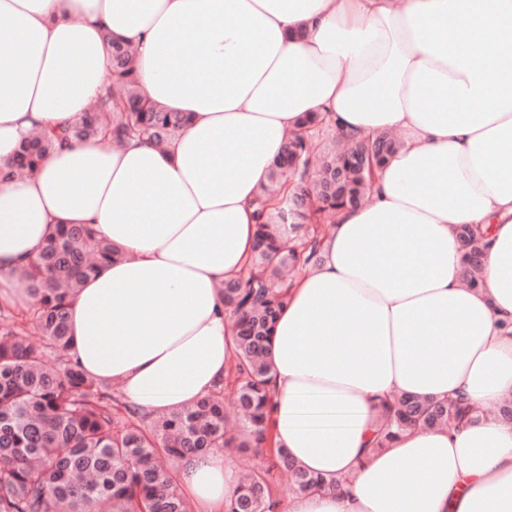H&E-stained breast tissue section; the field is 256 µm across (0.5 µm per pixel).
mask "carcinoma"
<instances>
[{"label": "carcinoma", "instance_id": "cac0c4a2", "mask_svg": "<svg viewBox=\"0 0 512 512\" xmlns=\"http://www.w3.org/2000/svg\"><path fill=\"white\" fill-rule=\"evenodd\" d=\"M112 44L109 78L82 119L62 132H38L16 153L20 173L35 172L54 143L101 138L112 146L138 140L164 146L188 123L139 93L131 46ZM399 146L389 132L339 139L325 118L310 114L289 133L253 201L257 220L250 265L225 280L220 294L235 318L234 359L226 377L180 411L147 415L120 394L86 376L70 354L71 300L82 280L119 256L87 224L55 227L40 256L15 272L34 299L25 310L0 305V512H193L176 467L215 448H265L267 463L238 484L224 512H276L277 483L286 477L299 494L327 491L336 481L314 476L274 447L271 377L266 352L274 324L288 306V273L322 262L321 229L339 212L366 201L375 167ZM290 224L281 238L275 226ZM461 283L480 289L488 243L471 225L456 229ZM233 386L238 421L229 425L224 389ZM484 419L459 396L452 400L403 397L379 417L372 450L416 427H455Z\"/></svg>", "mask_w": 512, "mask_h": 512}]
</instances>
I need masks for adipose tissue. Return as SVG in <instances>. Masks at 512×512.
Segmentation results:
<instances>
[{
  "label": "adipose tissue",
  "mask_w": 512,
  "mask_h": 512,
  "mask_svg": "<svg viewBox=\"0 0 512 512\" xmlns=\"http://www.w3.org/2000/svg\"><path fill=\"white\" fill-rule=\"evenodd\" d=\"M0 16V301L27 304L13 272L54 225H93L122 256L73 298L72 355L143 412L186 407L233 359L219 285L252 251V202L298 119L398 133L274 327V442L346 479L277 512H512V423L369 450L399 397L512 396V0H0ZM112 34L141 96L187 126L162 148L75 140L13 171L22 141L95 101ZM463 224L487 231L478 290L457 276ZM179 482L221 512L239 476L218 448L186 457Z\"/></svg>",
  "instance_id": "obj_1"
}]
</instances>
